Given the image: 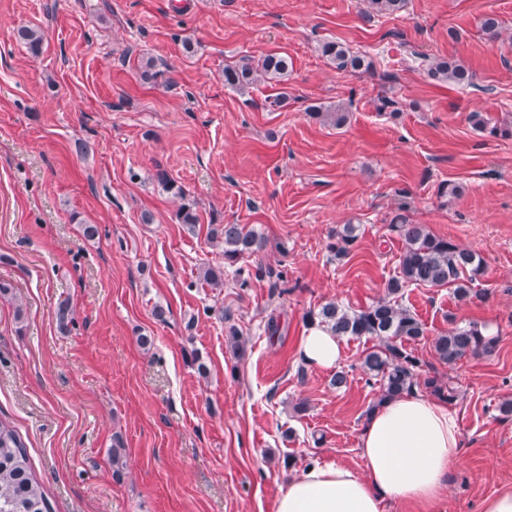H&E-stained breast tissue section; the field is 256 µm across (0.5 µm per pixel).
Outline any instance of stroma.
<instances>
[{"label":"stroma","mask_w":512,"mask_h":512,"mask_svg":"<svg viewBox=\"0 0 512 512\" xmlns=\"http://www.w3.org/2000/svg\"><path fill=\"white\" fill-rule=\"evenodd\" d=\"M365 7L0 0V282L12 287L0 297V418L25 442L52 512H275L308 461L363 471L359 436L377 397L360 368L369 341L343 340L340 388L332 370L302 367L297 346L323 304L383 295L404 249L385 219L401 204L485 260L473 283L484 302L459 304L448 286L404 300L427 326L409 350L458 393L461 461L432 512H479L512 489V416L499 410L512 400V139L468 120L512 122V0H405L369 21ZM489 14L502 26L494 40ZM21 25L43 33L39 54L10 37ZM328 41L371 69L337 70L320 50ZM271 53L291 59L287 80L225 86V66ZM144 54L155 79L141 75ZM424 55L464 64L474 87L430 79ZM383 97L400 111L379 114ZM331 104L347 107L344 126L311 117ZM161 169L193 202L195 231ZM444 181L459 194L439 197ZM349 223L358 241L331 257L329 231ZM213 224L262 234L247 266L287 270L277 307L265 277L242 289L225 267L222 290L202 285L200 267L224 261ZM452 317L493 325L494 353L439 363L432 339ZM229 321L243 357L225 342ZM469 121L473 127L492 138H512V124L491 123L490 119L484 117L481 112H471Z\"/></svg>","instance_id":"obj_1"}]
</instances>
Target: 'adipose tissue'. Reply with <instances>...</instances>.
I'll use <instances>...</instances> for the list:
<instances>
[{
	"instance_id": "1",
	"label": "adipose tissue",
	"mask_w": 512,
	"mask_h": 512,
	"mask_svg": "<svg viewBox=\"0 0 512 512\" xmlns=\"http://www.w3.org/2000/svg\"><path fill=\"white\" fill-rule=\"evenodd\" d=\"M298 352L305 365L330 369L342 359V344L314 324ZM461 448L458 415L447 401L417 389L404 393L369 415L359 440L364 473L312 462L280 491L276 512H385L394 502L435 506Z\"/></svg>"
}]
</instances>
